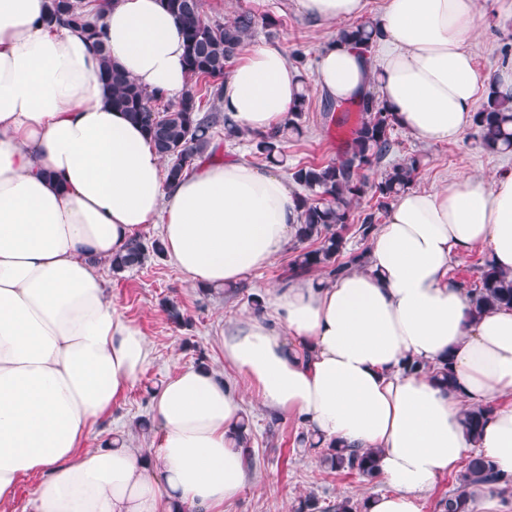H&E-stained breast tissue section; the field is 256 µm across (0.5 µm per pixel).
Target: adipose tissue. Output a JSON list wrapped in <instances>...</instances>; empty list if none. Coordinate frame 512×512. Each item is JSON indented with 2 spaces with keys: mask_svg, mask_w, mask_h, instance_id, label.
<instances>
[{
  "mask_svg": "<svg viewBox=\"0 0 512 512\" xmlns=\"http://www.w3.org/2000/svg\"><path fill=\"white\" fill-rule=\"evenodd\" d=\"M321 22L358 19L366 0H297ZM49 0H0V512L21 480L41 481L32 512H222L247 479L235 441L241 397L214 371L178 369L152 396L154 455L83 449L147 365L150 342L118 311L97 264L147 225L196 285L263 269L296 231L286 180L238 160L198 163L167 186L140 124L113 109L103 54L79 28L48 22ZM478 0H384L380 67L351 45L319 55L312 82L343 101L377 88L418 139L455 143L489 82L512 91V64L480 71L467 42ZM113 62L147 92L187 85L177 19L161 0H111L99 20ZM302 78L279 47L243 50L224 80V114L240 130L282 123ZM488 249L512 273V173L462 177L400 194L365 266L325 284L270 291L271 316L232 323L224 358L265 408L324 440L377 454L385 491L363 512H423L427 494L469 454L500 482L466 512H512V308L479 318L449 274L454 256ZM430 365L407 375L406 360ZM448 364L444 388L431 372ZM487 411L479 441L466 412Z\"/></svg>",
  "mask_w": 512,
  "mask_h": 512,
  "instance_id": "obj_1",
  "label": "adipose tissue"
}]
</instances>
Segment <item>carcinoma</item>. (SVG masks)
Here are the masks:
<instances>
[{
    "label": "carcinoma",
    "instance_id": "cac0c4a2",
    "mask_svg": "<svg viewBox=\"0 0 512 512\" xmlns=\"http://www.w3.org/2000/svg\"><path fill=\"white\" fill-rule=\"evenodd\" d=\"M165 8L181 23L185 47V66L192 85L175 104L166 106L160 113L153 104L161 98L146 92L131 76L112 62L104 44H99L103 67L99 78L110 90L112 107L126 113L141 124L153 147L167 162L165 182L173 185L185 178L197 165L210 146L213 130L220 127L224 138L237 139L242 134L221 112L212 111L204 116V93L220 96L231 63L254 35L257 26L271 27L268 18L257 19L250 11H242L224 23H212L204 17L202 0H163ZM50 16L57 22L79 27L95 39L100 29L85 21L86 11L77 0H50ZM339 38L351 43L363 54L369 55L381 41L383 34L378 20L367 17L338 31ZM309 108L307 88H302L295 110L279 126L253 137L256 153L267 162L281 166L284 163L282 144L288 134L302 133L300 119ZM340 110L339 124L348 127L343 150L335 160L322 164L297 166L291 179L304 193L294 194L300 223L296 238L301 244L317 243L314 248L304 247L296 252L290 263V278L302 279L319 272L329 280L364 267L365 252L345 253V232L353 221V209L365 198L376 200L377 209L383 210L389 201L408 190L413 184L423 160L412 155L381 173L377 179L369 172L389 156L398 145L394 130L399 127L395 113L379 98L377 92L368 90L359 98L345 104L326 99L323 111ZM476 144L488 153L512 151V93L503 92L492 84L485 100L474 117ZM164 256L161 240L145 243L134 240L124 252L115 254L110 265L112 271L121 273L141 267L147 254ZM478 284L467 288L471 295L470 313L473 316L499 307L512 308V274L495 267L490 259L478 266ZM162 311L169 322L177 326L189 324V318L172 301H163ZM486 410L475 408L467 411L464 425L468 434L476 438L485 423ZM300 443L320 449V465L328 472L357 473L372 477L376 462L374 453L360 449H347L335 441L325 442L312 433L303 434ZM498 481V472L490 461L471 457L457 477L456 490L441 501L442 512H464L470 489ZM293 512H358L350 498L334 504L320 505L312 493L301 496Z\"/></svg>",
    "mask_w": 512,
    "mask_h": 512
}]
</instances>
